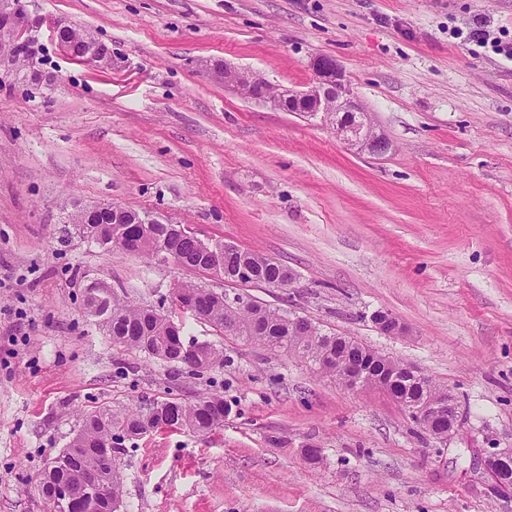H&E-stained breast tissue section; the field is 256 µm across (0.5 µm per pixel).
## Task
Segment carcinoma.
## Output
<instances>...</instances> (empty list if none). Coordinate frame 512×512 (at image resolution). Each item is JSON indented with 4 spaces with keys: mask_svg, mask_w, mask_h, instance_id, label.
Here are the masks:
<instances>
[{
    "mask_svg": "<svg viewBox=\"0 0 512 512\" xmlns=\"http://www.w3.org/2000/svg\"><path fill=\"white\" fill-rule=\"evenodd\" d=\"M123 224H81L80 234L94 241L117 238L124 231ZM220 251V265L212 274L227 280L234 279L242 266L249 267L253 281L273 284L285 283L286 267L270 264L259 252L243 250L235 246L225 247L216 243ZM140 249L145 254H156L172 249L190 266L206 269L208 257L204 255L194 235L179 224H145ZM182 289L194 300L195 318L212 325L220 333L232 331V335L258 342L274 351H285L336 378L349 386L341 374L340 359L359 358L363 354L360 344L346 336L328 335L315 325L303 335L295 328L292 317L278 309H270L256 302L241 304V297L231 298L208 288L184 284ZM84 305L88 312L103 318L112 343L135 349L166 362L183 363L192 360L201 368L224 363V351L207 342H184L182 328L171 316L151 308L127 304L106 288H88ZM390 396L409 406L421 401H448V389L427 378L423 382L404 381L398 391ZM228 406L216 394L200 396L193 401L177 397L153 400L143 406L112 410L107 405L84 416L82 428L66 448L52 458L42 471L37 489L49 506L50 512H68L67 503L52 499L53 487L62 482L74 493L84 494L83 477L89 472L97 475L105 492L98 512H116L120 491V471L117 454L122 448L104 450L113 433H122L134 439L148 432L162 429H188L199 435H207L224 423Z\"/></svg>",
    "mask_w": 512,
    "mask_h": 512,
    "instance_id": "1",
    "label": "carcinoma"
}]
</instances>
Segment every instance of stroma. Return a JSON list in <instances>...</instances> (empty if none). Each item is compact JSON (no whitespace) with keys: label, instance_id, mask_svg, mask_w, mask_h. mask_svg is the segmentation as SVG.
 Returning <instances> with one entry per match:
<instances>
[{"label":"stroma","instance_id":"1","mask_svg":"<svg viewBox=\"0 0 512 512\" xmlns=\"http://www.w3.org/2000/svg\"><path fill=\"white\" fill-rule=\"evenodd\" d=\"M43 26L0 61V512L84 413L223 395V427L124 443L119 512H512L480 466L512 446V0H27ZM486 37L469 39L474 19ZM103 44L69 56L53 24ZM327 55L390 141L357 154L321 115L225 89V61L305 88ZM168 216L298 277L229 284L75 234V205ZM194 283L240 293L418 368L460 398L446 442L380 390L173 310ZM160 308L224 350L198 373L114 346L86 288ZM387 311L405 332H378ZM319 448L309 461L305 446Z\"/></svg>","mask_w":512,"mask_h":512}]
</instances>
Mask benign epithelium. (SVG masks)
Returning <instances> with one entry per match:
<instances>
[{"instance_id":"1","label":"benign epithelium","mask_w":512,"mask_h":512,"mask_svg":"<svg viewBox=\"0 0 512 512\" xmlns=\"http://www.w3.org/2000/svg\"><path fill=\"white\" fill-rule=\"evenodd\" d=\"M22 0H0L1 28L17 27L23 19ZM52 37L71 56L87 58L108 64L112 61L108 50L101 44L87 37L75 41L71 28L51 27ZM313 82L305 90L293 91L271 85L259 75L232 66L226 62L210 65L214 76L230 88L246 98L270 105L275 110L299 112L306 116L323 113L329 118L336 135L352 150L372 155H383L390 149L387 138L376 127L371 113L356 99L349 90L343 72L336 61L326 55H316L311 59ZM128 208L112 203L94 206H81L77 210L78 223L99 224L101 219L111 216L112 223L123 224L124 213ZM376 327L387 335H400L403 326L390 313L379 311L372 316ZM415 421L430 436L439 440L451 438L460 427V413L457 399L448 396V412L440 411V407L423 403L413 409ZM512 461V448H496L481 458L482 469L491 477L487 493L505 495L512 492V478L504 472V464ZM53 497L69 500L72 512H87L92 506L88 500H74L70 496L69 487L59 485L53 491Z\"/></svg>"}]
</instances>
